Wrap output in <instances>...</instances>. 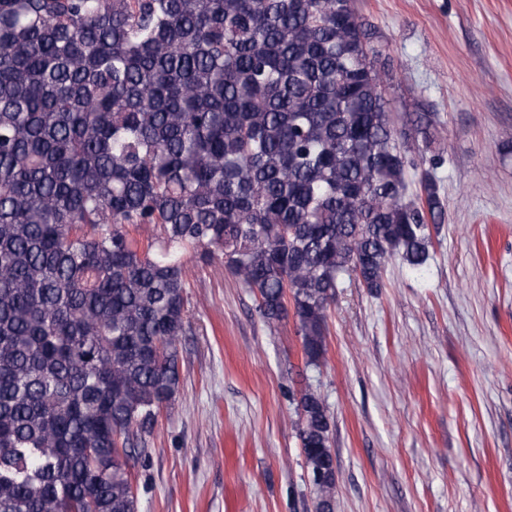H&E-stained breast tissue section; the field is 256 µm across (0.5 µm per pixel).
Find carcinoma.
I'll use <instances>...</instances> for the list:
<instances>
[{
	"mask_svg": "<svg viewBox=\"0 0 512 512\" xmlns=\"http://www.w3.org/2000/svg\"><path fill=\"white\" fill-rule=\"evenodd\" d=\"M371 38L355 0H0V512H138L186 256L293 316L307 369L343 277L427 264L433 119L393 115ZM288 398L307 469L334 461L319 389Z\"/></svg>",
	"mask_w": 512,
	"mask_h": 512,
	"instance_id": "carcinoma-1",
	"label": "carcinoma"
}]
</instances>
